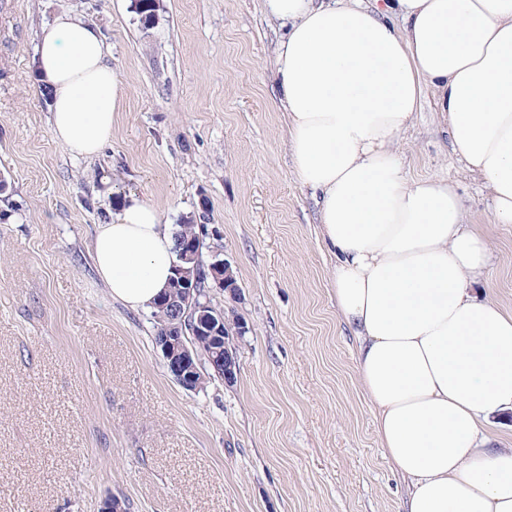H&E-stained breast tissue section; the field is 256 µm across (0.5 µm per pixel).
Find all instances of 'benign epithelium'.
<instances>
[{"mask_svg": "<svg viewBox=\"0 0 512 512\" xmlns=\"http://www.w3.org/2000/svg\"><path fill=\"white\" fill-rule=\"evenodd\" d=\"M202 239L182 244L180 259L182 263L175 267V277L168 287L170 297L158 305L167 320L166 334L157 342L167 370L172 378L186 390H196L200 385L197 366L200 356L194 344L185 343L182 336H205L216 341L234 332L245 333L242 323L229 319L226 312L214 309L209 301H201L202 288H218L237 298L239 288L235 282L229 261L214 254L204 258L201 248ZM239 370L237 355L224 350V383L232 385Z\"/></svg>", "mask_w": 512, "mask_h": 512, "instance_id": "7a95c632", "label": "benign epithelium"}]
</instances>
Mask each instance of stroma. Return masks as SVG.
<instances>
[{"mask_svg":"<svg viewBox=\"0 0 512 512\" xmlns=\"http://www.w3.org/2000/svg\"><path fill=\"white\" fill-rule=\"evenodd\" d=\"M64 12L102 31L124 93L88 159L55 140L34 59ZM287 23L263 0H0V512H404L409 483L380 446L336 308L318 196L297 178L275 81ZM396 150L442 177L489 246L473 287L512 311V225L424 95ZM198 225L228 259L246 326L227 386L168 374L151 310L112 300L90 243L123 201Z\"/></svg>","mask_w":512,"mask_h":512,"instance_id":"1","label":"stroma"}]
</instances>
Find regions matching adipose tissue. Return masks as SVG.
Masks as SVG:
<instances>
[{
  "label": "adipose tissue",
  "mask_w": 512,
  "mask_h": 512,
  "mask_svg": "<svg viewBox=\"0 0 512 512\" xmlns=\"http://www.w3.org/2000/svg\"><path fill=\"white\" fill-rule=\"evenodd\" d=\"M264 8L288 23L277 49L288 150L298 179L321 194L336 305L357 336L381 446L411 481L405 512H512V452L483 433L512 409V313L471 292L488 246L467 228L453 184L409 180L394 150L431 92L495 222L512 224V0ZM38 38L51 134L96 157L123 98L110 46L69 14ZM90 254L113 300L132 310L152 307L176 262L169 226L136 199L97 226Z\"/></svg>",
  "instance_id": "obj_1"
}]
</instances>
